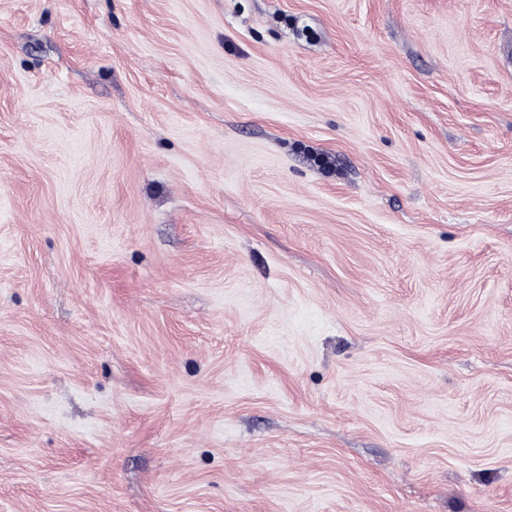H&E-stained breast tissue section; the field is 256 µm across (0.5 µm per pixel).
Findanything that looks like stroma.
I'll return each mask as SVG.
<instances>
[{
    "label": "stroma",
    "mask_w": 512,
    "mask_h": 512,
    "mask_svg": "<svg viewBox=\"0 0 512 512\" xmlns=\"http://www.w3.org/2000/svg\"><path fill=\"white\" fill-rule=\"evenodd\" d=\"M0 512H512V0H0Z\"/></svg>",
    "instance_id": "35a3bbf8"
}]
</instances>
